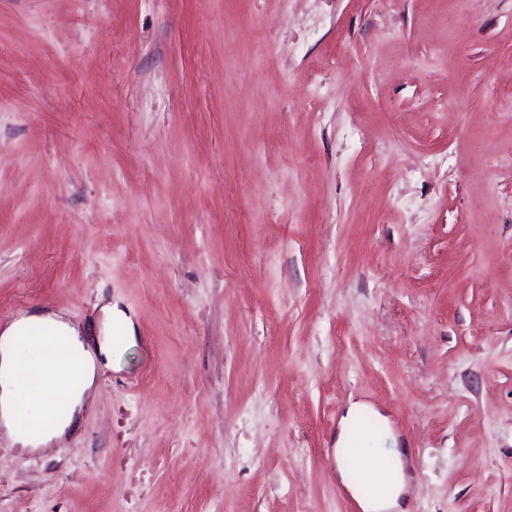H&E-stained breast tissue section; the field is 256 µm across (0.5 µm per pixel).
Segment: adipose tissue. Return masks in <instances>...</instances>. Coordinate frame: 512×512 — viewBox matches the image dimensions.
<instances>
[{
  "mask_svg": "<svg viewBox=\"0 0 512 512\" xmlns=\"http://www.w3.org/2000/svg\"><path fill=\"white\" fill-rule=\"evenodd\" d=\"M35 326L49 329L50 334L33 347L22 337ZM1 335L7 346L0 351V421L23 445L46 444L72 425V415L81 410L86 394L93 388L99 365L111 361L115 341L112 336H103L96 350H89L75 327L52 314L20 317ZM31 365L45 371L48 381L30 395L24 406L17 396L14 375L21 367ZM59 401L65 402L67 415L54 412ZM24 417L31 422V429L21 427ZM386 472L389 489L385 496H370L363 489H354L353 495L364 512H391L397 507L405 483L401 452L392 453Z\"/></svg>",
  "mask_w": 512,
  "mask_h": 512,
  "instance_id": "ef3b65f1",
  "label": "adipose tissue"
}]
</instances>
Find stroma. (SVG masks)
<instances>
[{
	"mask_svg": "<svg viewBox=\"0 0 512 512\" xmlns=\"http://www.w3.org/2000/svg\"><path fill=\"white\" fill-rule=\"evenodd\" d=\"M134 326L0 512H512V0H0V331ZM360 407L357 404L352 405L344 418V428L339 437L337 444L338 450L336 452L337 468L341 480L346 483L348 476L349 466H359L362 470L374 472L376 469H381L387 472L389 489L384 497L369 496L363 489L351 488L354 497L359 501L360 505L365 510H382L392 509L398 507V498L403 490L405 477L402 467V454L400 451L395 450L390 462L387 466H380L373 459L363 451L356 452L355 456L348 454L347 449L349 446L347 431L353 424L354 418L360 413Z\"/></svg>",
	"mask_w": 512,
	"mask_h": 512,
	"instance_id": "1",
	"label": "stroma"
}]
</instances>
